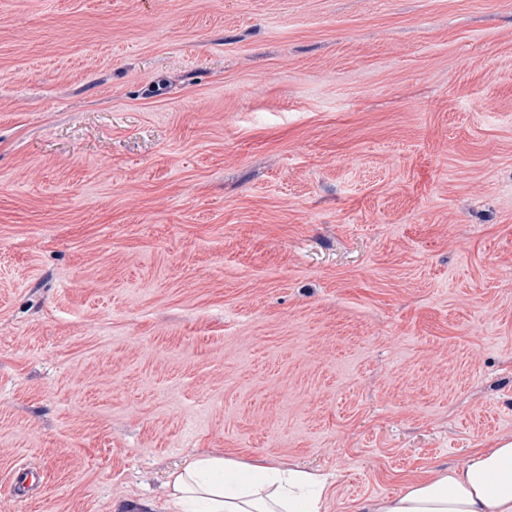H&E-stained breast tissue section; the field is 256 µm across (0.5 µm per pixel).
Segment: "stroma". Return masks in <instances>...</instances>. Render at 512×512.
<instances>
[{
	"instance_id": "stroma-1",
	"label": "stroma",
	"mask_w": 512,
	"mask_h": 512,
	"mask_svg": "<svg viewBox=\"0 0 512 512\" xmlns=\"http://www.w3.org/2000/svg\"><path fill=\"white\" fill-rule=\"evenodd\" d=\"M502 436L512 0H0V512L202 453L356 512Z\"/></svg>"
}]
</instances>
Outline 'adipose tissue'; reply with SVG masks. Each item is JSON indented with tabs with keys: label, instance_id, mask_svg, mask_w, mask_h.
<instances>
[{
	"label": "adipose tissue",
	"instance_id": "adipose-tissue-1",
	"mask_svg": "<svg viewBox=\"0 0 512 512\" xmlns=\"http://www.w3.org/2000/svg\"><path fill=\"white\" fill-rule=\"evenodd\" d=\"M174 505L205 512H321L323 479L301 469L246 466L205 455L167 482ZM359 512H512V438L471 454L464 466L432 472L392 498L367 500Z\"/></svg>",
	"mask_w": 512,
	"mask_h": 512
}]
</instances>
